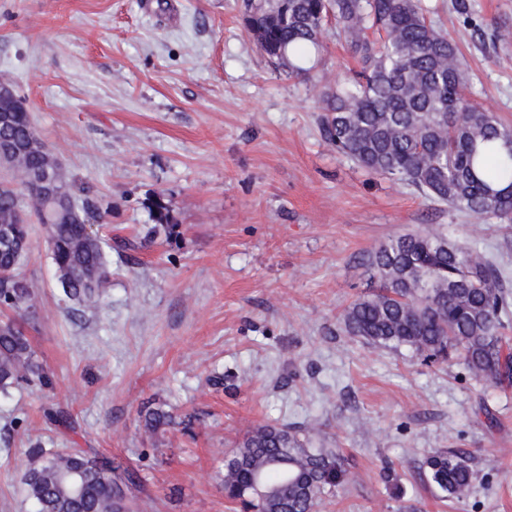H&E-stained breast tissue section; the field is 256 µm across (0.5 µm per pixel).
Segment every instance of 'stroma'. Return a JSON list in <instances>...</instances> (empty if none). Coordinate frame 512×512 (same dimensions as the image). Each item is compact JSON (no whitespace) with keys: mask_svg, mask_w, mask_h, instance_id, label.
Instances as JSON below:
<instances>
[{"mask_svg":"<svg viewBox=\"0 0 512 512\" xmlns=\"http://www.w3.org/2000/svg\"><path fill=\"white\" fill-rule=\"evenodd\" d=\"M458 43L475 98L512 125V0H427ZM241 0H0V79L103 214L101 302L60 299L46 233L29 218L26 335L52 383L0 395V512H31L30 448H81L140 479L141 512H233L224 457L264 424L316 427L347 477L320 512H512V387L462 361L348 335L369 255L420 232L494 260L512 285V224L424 199L323 139L326 84L357 62L335 28L308 77L247 35ZM161 199L169 231L153 232ZM178 419L150 432L143 402ZM66 416L50 422L47 411ZM473 457V487L442 502L431 453Z\"/></svg>","mask_w":512,"mask_h":512,"instance_id":"1","label":"stroma"}]
</instances>
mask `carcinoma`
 <instances>
[{
  "label": "carcinoma",
  "instance_id": "carcinoma-1",
  "mask_svg": "<svg viewBox=\"0 0 512 512\" xmlns=\"http://www.w3.org/2000/svg\"><path fill=\"white\" fill-rule=\"evenodd\" d=\"M422 0H244L242 24L257 47L288 74L303 77L323 49L331 23L360 70L323 96L321 130L336 152L366 171L410 186L426 199L476 217L512 221V127L474 98L466 62L448 33L427 17ZM37 136L25 100L12 101L0 141L23 146ZM24 169L40 173L45 156L25 150ZM73 212L55 202L30 204L24 190L0 187V392L47 386L21 320L34 308V289L20 273L28 248L27 216L45 227L63 301L99 303L111 272V244L90 235L95 218L78 203L76 183L62 176ZM376 291L353 300L344 330L382 349L409 348L431 365L455 358L481 383L512 378V345L502 336L508 293L500 268L466 246L418 233L393 237L368 259ZM171 422L147 408L146 428ZM441 496L468 494L475 471L469 453L450 448L422 463ZM114 462L73 448H34L25 475L32 512H134V478ZM337 448H316L310 429L265 425L248 433L224 460V497L240 512H318L345 480Z\"/></svg>",
  "mask_w": 512,
  "mask_h": 512
}]
</instances>
